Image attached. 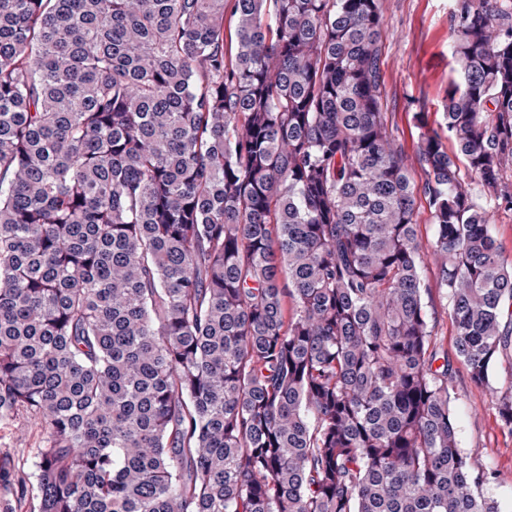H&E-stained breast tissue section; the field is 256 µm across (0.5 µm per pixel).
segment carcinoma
<instances>
[{"label":"carcinoma","mask_w":512,"mask_h":512,"mask_svg":"<svg viewBox=\"0 0 512 512\" xmlns=\"http://www.w3.org/2000/svg\"><path fill=\"white\" fill-rule=\"evenodd\" d=\"M0 0V420L38 512H500L458 447L512 347V0H456L411 176L381 0ZM512 429V384L497 397ZM416 224H418V237L423 244V252L426 254L425 248L428 244V241H430L433 237L434 225L428 203L426 199L421 195L418 197L416 204ZM492 214L491 233L500 247L502 256L512 263V210L497 202H484ZM44 443L45 433L33 418L0 421V466L11 474V485L0 486V502L8 500L15 512H36L33 510L38 508L37 500L25 491L35 484L34 464Z\"/></svg>","instance_id":"carcinoma-1"}]
</instances>
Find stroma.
<instances>
[{
  "label": "stroma",
  "mask_w": 512,
  "mask_h": 512,
  "mask_svg": "<svg viewBox=\"0 0 512 512\" xmlns=\"http://www.w3.org/2000/svg\"><path fill=\"white\" fill-rule=\"evenodd\" d=\"M454 5L455 0H382L384 110L417 180L423 171L417 156L416 113H424L429 129L440 137L448 135V89L458 78L449 29ZM430 308L437 342L453 365L449 392L459 447L471 455L475 467L490 471L484 495L496 500L501 512H512V430L502 425L497 409V392L512 381V364L500 359L489 385L474 384L456 354V330L441 289H434ZM44 443L45 433L36 420L0 421V467L11 474L10 485L0 486V502L9 501L15 512H36L38 502L30 489Z\"/></svg>",
  "instance_id": "35a3bbf8"
}]
</instances>
